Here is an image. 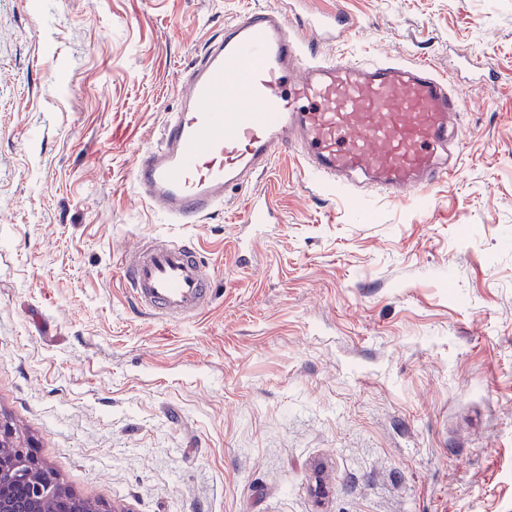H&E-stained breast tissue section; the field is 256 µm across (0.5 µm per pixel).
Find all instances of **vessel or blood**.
<instances>
[{
	"label": "vessel or blood",
	"instance_id": "1",
	"mask_svg": "<svg viewBox=\"0 0 512 512\" xmlns=\"http://www.w3.org/2000/svg\"><path fill=\"white\" fill-rule=\"evenodd\" d=\"M355 28L341 12L294 20L280 7L225 23L189 69L158 142L134 165L144 204L170 223H200L285 152L326 185L352 193L370 181L397 201H416L450 177L463 110L453 87L465 72L495 81L493 66L468 60L442 73L420 62L322 57L321 44H343ZM274 208L269 194L253 193L244 221L270 223ZM213 280L196 246L175 240H144L121 260L122 286L164 320L202 313Z\"/></svg>",
	"mask_w": 512,
	"mask_h": 512
}]
</instances>
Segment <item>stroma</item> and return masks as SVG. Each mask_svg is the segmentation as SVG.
Listing matches in <instances>:
<instances>
[{
    "label": "stroma",
    "mask_w": 512,
    "mask_h": 512,
    "mask_svg": "<svg viewBox=\"0 0 512 512\" xmlns=\"http://www.w3.org/2000/svg\"><path fill=\"white\" fill-rule=\"evenodd\" d=\"M274 0H0V417L103 512H512V0H309L355 59L464 84L455 174L339 194L281 157L171 224L132 172L224 22ZM189 240L209 310L146 313L121 256ZM253 265H236L238 249ZM275 204L268 193H253L246 200L243 222L246 224H271Z\"/></svg>",
    "instance_id": "1"
}]
</instances>
